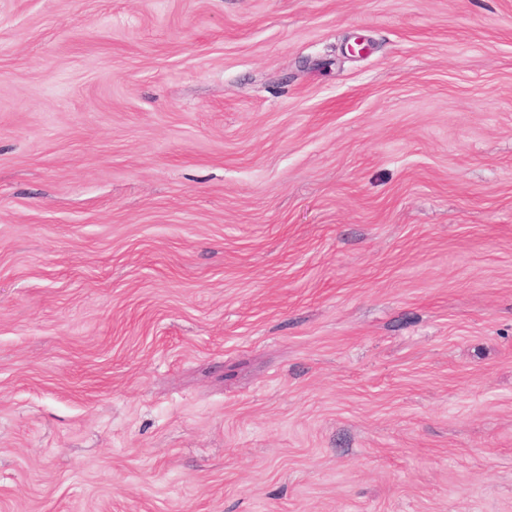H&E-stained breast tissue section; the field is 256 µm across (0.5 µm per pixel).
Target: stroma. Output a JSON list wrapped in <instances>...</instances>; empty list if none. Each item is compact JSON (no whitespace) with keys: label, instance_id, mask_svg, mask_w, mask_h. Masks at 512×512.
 Listing matches in <instances>:
<instances>
[{"label":"stroma","instance_id":"obj_1","mask_svg":"<svg viewBox=\"0 0 512 512\" xmlns=\"http://www.w3.org/2000/svg\"><path fill=\"white\" fill-rule=\"evenodd\" d=\"M0 512H512V0H0Z\"/></svg>","mask_w":512,"mask_h":512}]
</instances>
